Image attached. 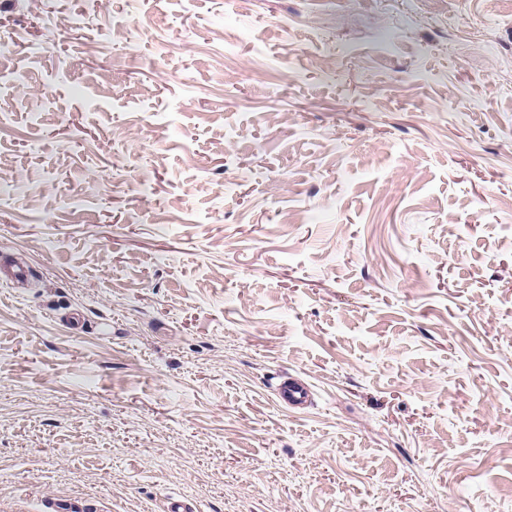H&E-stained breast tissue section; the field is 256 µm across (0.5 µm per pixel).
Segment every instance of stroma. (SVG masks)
Segmentation results:
<instances>
[{
  "label": "stroma",
  "mask_w": 512,
  "mask_h": 512,
  "mask_svg": "<svg viewBox=\"0 0 512 512\" xmlns=\"http://www.w3.org/2000/svg\"><path fill=\"white\" fill-rule=\"evenodd\" d=\"M2 256L4 506L512 512V0H0ZM275 402L282 408L304 410L311 403L310 386L291 375L280 374L271 386Z\"/></svg>",
  "instance_id": "35a3bbf8"
}]
</instances>
